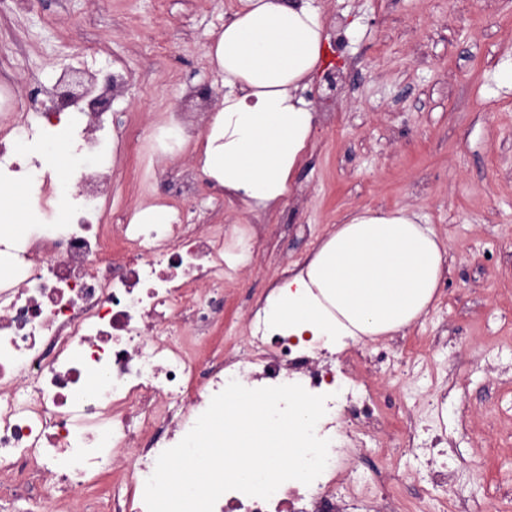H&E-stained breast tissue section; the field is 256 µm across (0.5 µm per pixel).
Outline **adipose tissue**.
<instances>
[{"label": "adipose tissue", "mask_w": 512, "mask_h": 512, "mask_svg": "<svg viewBox=\"0 0 512 512\" xmlns=\"http://www.w3.org/2000/svg\"><path fill=\"white\" fill-rule=\"evenodd\" d=\"M238 2L207 49L224 96L198 156L227 198L260 212L287 196L309 141L316 116L305 91L328 35L313 0ZM445 263L416 213L366 209L273 289L265 313L282 334L335 346L383 336L428 311Z\"/></svg>", "instance_id": "adipose-tissue-1"}]
</instances>
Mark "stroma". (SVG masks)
<instances>
[{
    "instance_id": "stroma-1",
    "label": "stroma",
    "mask_w": 512,
    "mask_h": 512,
    "mask_svg": "<svg viewBox=\"0 0 512 512\" xmlns=\"http://www.w3.org/2000/svg\"><path fill=\"white\" fill-rule=\"evenodd\" d=\"M330 35L333 84L305 95L317 120L290 192L250 212L200 175L194 146L157 156L146 140L112 161V221L180 198L181 171L198 175L204 224L232 236L260 224L250 264L224 286L225 350L243 342L252 307L288 267L303 266L334 225L369 208H406L437 232L448 270L428 312L397 333L362 337L326 356L366 381L384 407L344 476L377 468L391 426L414 436L390 472L403 499L428 512L462 499L469 512L512 502V0H315ZM238 0H0V125L67 68L111 62L124 75L112 124L146 132L179 116L202 130L224 93L206 51ZM448 462L454 483L430 482Z\"/></svg>"
}]
</instances>
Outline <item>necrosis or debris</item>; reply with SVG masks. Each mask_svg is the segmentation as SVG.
<instances>
[{
  "instance_id": "necrosis-or-debris-1",
  "label": "necrosis or debris",
  "mask_w": 512,
  "mask_h": 512,
  "mask_svg": "<svg viewBox=\"0 0 512 512\" xmlns=\"http://www.w3.org/2000/svg\"><path fill=\"white\" fill-rule=\"evenodd\" d=\"M92 119L91 132L65 112L0 126V184L25 182L50 217L22 236L0 229V495L35 482L50 512H147L159 455L235 380L326 395L316 434L330 441L328 463L311 484L287 481L266 500L226 492L214 512H344L336 488L357 452L344 429L366 432L374 417L367 385L337 378L321 349L287 343L259 306L242 349L198 361L220 321L234 243L223 225L193 222L182 200L166 224L134 208L109 223L112 183L93 166L74 171L75 191L60 196L29 146L55 128L71 154L102 156L104 120ZM351 497L405 512L378 470Z\"/></svg>"
}]
</instances>
